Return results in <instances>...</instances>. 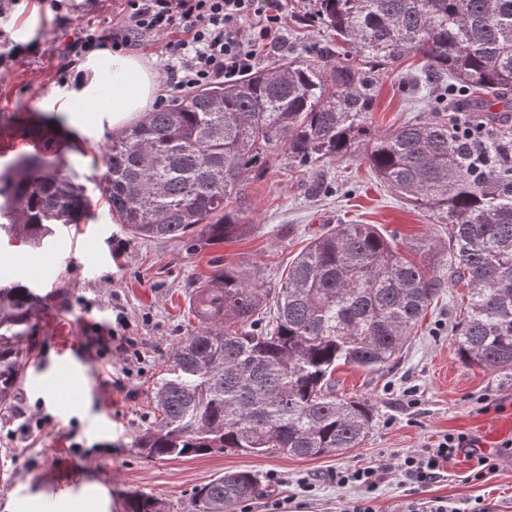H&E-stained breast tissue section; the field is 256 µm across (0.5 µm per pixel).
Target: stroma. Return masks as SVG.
Segmentation results:
<instances>
[{
    "label": "stroma",
    "instance_id": "stroma-1",
    "mask_svg": "<svg viewBox=\"0 0 512 512\" xmlns=\"http://www.w3.org/2000/svg\"><path fill=\"white\" fill-rule=\"evenodd\" d=\"M124 0L102 10L81 11V0H24L5 28L12 37L36 23L38 54L0 74V170L22 153L42 152L62 170L76 171L88 189L80 223L55 233L54 255L0 233V282L22 283L47 297L32 324L34 350L20 394L0 412V451L9 450V472L0 481V512H98V489L108 512H126L125 493L137 490L182 512L191 492L227 471L261 476L263 493L235 512H335L336 469L372 461H399L407 452L434 446L448 433L473 438L497 466L469 480L472 462L457 455L429 494L457 507L482 501L490 512H512V380L462 363L452 338L467 288L443 289L432 314L411 337L394 367L379 373L342 367L336 390L373 401L377 415L366 442L342 455L295 458L273 451L251 455L227 450L179 458H149L132 448L153 419L151 389L173 346L193 330L189 311L196 283L216 263L239 264L274 285L283 269L329 224H375L405 249L424 237L447 238L445 225L428 217L376 179L362 159L329 163L309 171L276 162L248 187L252 227L243 236L194 253L177 242L132 239L113 219L99 187L108 137L70 139L65 116L47 111L44 98L57 87L64 60L56 46L77 23L118 15ZM310 0H296L282 29V43L262 53L258 69L303 53L335 55L336 40L304 19ZM420 59L409 58L370 79L372 121L380 130L420 115L433 116L443 95L438 86L413 82ZM121 304L139 341L140 360L106 351L99 324ZM314 484L303 494L301 482Z\"/></svg>",
    "mask_w": 512,
    "mask_h": 512
}]
</instances>
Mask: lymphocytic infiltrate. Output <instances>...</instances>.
Wrapping results in <instances>:
<instances>
[{
	"label": "lymphocytic infiltrate",
	"instance_id": "1",
	"mask_svg": "<svg viewBox=\"0 0 512 512\" xmlns=\"http://www.w3.org/2000/svg\"><path fill=\"white\" fill-rule=\"evenodd\" d=\"M287 8L288 0H127L118 18L77 27L64 53L80 58L162 42L165 84L171 90L157 101L164 107L171 94L250 74L261 52L278 47ZM247 19L252 26L245 34L241 25ZM474 445L466 435L449 433L434 447L406 454L396 464L383 461L340 469L337 486L360 489L361 495L340 500L336 512H377L373 493L392 476L400 477L406 489L404 501L394 505L393 512H459L451 502L420 497L419 491L440 478L444 462Z\"/></svg>",
	"mask_w": 512,
	"mask_h": 512
}]
</instances>
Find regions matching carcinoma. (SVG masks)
Segmentation results:
<instances>
[{"label": "carcinoma", "instance_id": "cac0c4a2", "mask_svg": "<svg viewBox=\"0 0 512 512\" xmlns=\"http://www.w3.org/2000/svg\"><path fill=\"white\" fill-rule=\"evenodd\" d=\"M309 20L344 46L329 63L304 54L233 83H211L145 112L112 136L102 191L112 218L143 241L188 253L251 228L246 189L279 157L315 168L362 152L375 177L448 228L406 258L375 224L313 238L270 290L256 273L217 266L192 295L194 331L153 387L156 413L132 447L151 458L270 448L296 458L343 454L373 428L366 398L336 395L339 366L389 369L448 283L467 304L453 330L459 358L512 376V140L464 137L437 116L382 132L369 120L373 71L419 56L470 98L485 128L512 111V0H313ZM505 103L503 113L491 108ZM85 186L40 155L0 175V225L39 246L76 224ZM44 308L31 288H0V410L14 402ZM261 478L228 471L192 491L191 512H234ZM127 512H170L132 492Z\"/></svg>", "mask_w": 512, "mask_h": 512}]
</instances>
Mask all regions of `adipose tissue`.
<instances>
[{
    "mask_svg": "<svg viewBox=\"0 0 512 512\" xmlns=\"http://www.w3.org/2000/svg\"><path fill=\"white\" fill-rule=\"evenodd\" d=\"M67 91L50 90L48 109L66 113L72 130L97 134L118 130L149 111L159 89L158 76L142 57L116 53L111 67L90 55L75 68Z\"/></svg>",
    "mask_w": 512,
    "mask_h": 512,
    "instance_id": "1",
    "label": "adipose tissue"
}]
</instances>
